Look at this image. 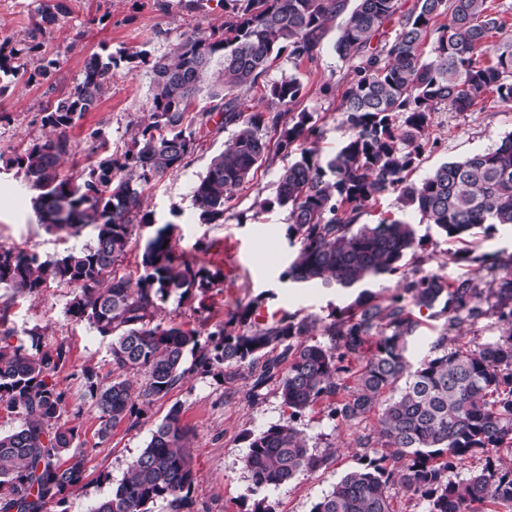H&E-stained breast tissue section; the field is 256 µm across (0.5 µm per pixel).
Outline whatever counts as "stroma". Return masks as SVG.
Here are the masks:
<instances>
[{"mask_svg":"<svg viewBox=\"0 0 512 512\" xmlns=\"http://www.w3.org/2000/svg\"><path fill=\"white\" fill-rule=\"evenodd\" d=\"M47 2L0 0V41L11 40L18 48L36 43L38 58L50 64L48 77L32 82L5 76L8 88L0 95V151L9 154L42 140L45 132L41 116L50 96L71 91L92 54H112L119 63L111 88L98 108L67 133L71 149L63 170L75 177L92 159L98 139H105L113 154L123 153L130 141V120L149 109L151 68L138 61L127 62L126 54L143 50L155 57L168 53L183 35L220 26L225 13L224 0H68L69 14L47 30L40 14ZM344 21L340 15L327 25L314 62L296 65L288 56H280L266 76L240 93L253 105L261 102L271 81L296 75L303 85L299 105L318 113L320 147L326 154L339 148L348 135L338 106L351 64L334 51ZM511 132L512 107L499 104L492 94L472 111L435 113L431 138L436 146L425 152L411 178L420 181L442 162L493 148ZM231 135L228 129L201 132L197 149L180 171L153 179L144 188V210L152 212L157 225L172 224L178 250L198 266L224 277L218 288L195 298L170 295L160 303L156 320L197 330L203 344L208 343L218 325L252 302L259 304L266 317L289 313L329 322L336 309L349 304L358 291L285 278L297 250L286 234L288 212L260 209L261 201L274 195L277 175L288 164V157L270 155L236 191L223 223H201L193 210V185ZM31 197V191L14 171L0 169V246H18L40 259L52 260L90 243L89 230L70 235L48 231L38 224ZM385 217L413 225L422 243L416 251L415 267L451 278L462 273L461 265L448 260L455 244L426 224L417 211L402 207L396 196L367 205L360 221L375 224ZM73 292L72 286L53 283L34 299L14 297L0 288V308L6 309L8 325L18 337L37 330L44 343L52 345L62 340L70 348L69 363L57 381L69 397L63 420L80 430L84 478L65 506L51 504L47 512H90L99 500L110 496L129 463L146 447L156 423L175 405L180 406L182 421L191 430L189 453L196 474L193 496L198 512H251L258 498L264 499L273 512H311L345 473L358 467L363 453L358 441L374 435L376 416L344 424L330 419L321 401L304 411L298 427L306 436L310 453L326 456V463L287 484L251 493V481L243 465L247 438L286 421L289 410L282 404L277 383H269L260 396H252L250 372L244 367L232 378L186 374L166 397L145 406L136 425L121 424L107 439H100L98 420L83 396L79 372L89 366L101 382H110V344L87 322L68 315ZM445 323V315L437 311L422 312L420 327L407 345L406 357L411 365H418L430 355Z\"/></svg>","mask_w":512,"mask_h":512,"instance_id":"35a3bbf8","label":"stroma"}]
</instances>
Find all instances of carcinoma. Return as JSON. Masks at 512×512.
<instances>
[{"mask_svg": "<svg viewBox=\"0 0 512 512\" xmlns=\"http://www.w3.org/2000/svg\"><path fill=\"white\" fill-rule=\"evenodd\" d=\"M222 37L192 33L154 59L150 108L131 129L121 156L101 141L96 160L78 178L61 170L69 153L66 131L95 110L112 84L117 60L92 55L80 81L57 96L41 117L50 135L0 160L35 192L32 207L48 231L90 229L92 243L53 260L18 247L0 246V288L36 297L57 282L79 289L68 313L111 338L113 371L107 384L91 367L80 377L107 439L138 417L136 401L166 396L184 378L187 356L203 373L222 369L231 377L246 366L258 394L278 380L288 419L249 439L243 465L251 492L280 486L325 462L309 452L297 421L323 401L329 416L353 423L377 416L379 450L361 457L311 512H393L392 492L402 489L428 512H489L512 505V461L497 449L512 448V252L475 255L474 230H512V134L496 147L444 161L419 182L409 179L430 145L433 115L468 112L493 92L512 106V46L493 48L512 6L502 0H357L335 43L352 62L342 94V122L350 131L332 154L313 142L319 116L295 110L302 85L293 78L271 83L266 103L249 107L240 92L266 75L283 52L296 64L317 56L324 30L347 0H230ZM66 0L43 12L56 24ZM20 50L0 45V71L25 75L14 64ZM208 105L188 116L209 75ZM234 127L195 184L192 207L203 224L224 220L237 189L268 159L287 156L276 195L261 210L288 209L287 235L299 244L285 276L296 283L353 288L370 279L398 277L382 299L367 291L318 325L292 314L262 319L249 306L214 332L212 347L194 330L154 322L158 303L206 293L216 279L173 242L171 225L143 244L137 280L117 274L137 224L154 223L143 211L144 186L176 172L198 146L196 131L209 124ZM277 135L271 141L269 134ZM397 195L449 240L461 245L451 258L474 267L448 280L440 274H408L406 258L419 241L401 220L361 224L366 204ZM442 305L445 328L435 354L411 367L407 342L420 325L415 310ZM493 318L501 337L475 346L460 344L467 326ZM329 344L311 342L317 332ZM69 348L49 346L41 334L15 335L0 315V410L18 416L19 427L0 433V512H46L62 505L81 483L84 457L76 426L61 422L68 401L57 374ZM191 429L174 405L157 423L147 446L128 466L112 495L92 512H152L166 500L172 512H197L192 495ZM482 468L460 481L450 478L469 457Z\"/></svg>", "mask_w": 512, "mask_h": 512, "instance_id": "1", "label": "carcinoma"}]
</instances>
